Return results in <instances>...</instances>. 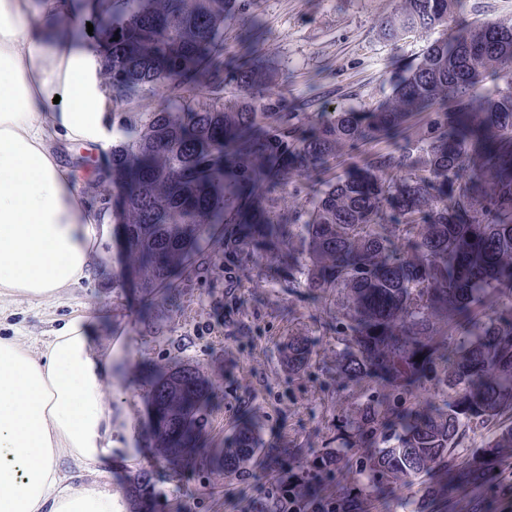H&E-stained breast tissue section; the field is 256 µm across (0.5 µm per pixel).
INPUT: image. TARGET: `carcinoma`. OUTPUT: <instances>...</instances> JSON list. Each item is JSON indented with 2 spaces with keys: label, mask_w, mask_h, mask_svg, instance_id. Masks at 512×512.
<instances>
[{
  "label": "carcinoma",
  "mask_w": 512,
  "mask_h": 512,
  "mask_svg": "<svg viewBox=\"0 0 512 512\" xmlns=\"http://www.w3.org/2000/svg\"><path fill=\"white\" fill-rule=\"evenodd\" d=\"M399 28L448 20L455 0H408ZM108 30L98 35L112 96L163 86L157 108L122 123L112 150V236L124 276L146 295L165 297L209 242L224 233V260L265 257L283 276L310 264L308 287L347 288L353 316L343 326L347 356L336 382L375 383L366 416L336 429L338 447L302 463L282 452L266 458L276 483L263 512H363L368 485L404 484L451 464L463 421L512 412V28L484 21L431 44L394 89L391 107L362 116L341 112L309 137L269 123L280 101L224 107V19L236 0H84ZM506 87L484 94L486 74ZM252 66L232 67L247 91ZM438 106L432 140L379 154L333 185L296 234L270 215L260 185L297 164H325L345 144L367 142ZM411 176L385 184L382 172ZM402 224L390 237L385 224ZM451 328L437 337L435 325ZM288 365L311 355L288 342ZM422 360H417V357ZM462 383L443 410L409 404L429 379ZM204 388L199 371L178 363L158 375L150 396L149 435L168 459L194 454ZM243 431L223 450L224 476L238 477L257 453ZM491 485L512 469V426L468 464ZM332 483L336 495L309 487Z\"/></svg>",
  "instance_id": "carcinoma-1"
}]
</instances>
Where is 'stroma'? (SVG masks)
<instances>
[{"label":"stroma","mask_w":512,"mask_h":512,"mask_svg":"<svg viewBox=\"0 0 512 512\" xmlns=\"http://www.w3.org/2000/svg\"><path fill=\"white\" fill-rule=\"evenodd\" d=\"M406 0H237L224 22V60L262 61L268 75L255 98L271 97L300 133H310L335 113L373 112L388 105L396 83L434 41L478 21L512 26V0H462L446 23L383 34L386 23L404 13ZM433 112L412 115L400 133L344 145L315 173L290 170L266 191L273 212L305 222L330 185L378 154L398 153L405 143L425 145ZM87 317L94 345L124 339L125 355L112 374L105 405L112 411L114 496L133 512L129 486L140 472L151 478L150 512H259L274 478L250 462L242 478L225 477L214 458L242 429L254 431L263 447L291 448L306 458L336 445V426L361 419L372 391L370 380L336 382L345 344L336 324L348 321L345 289L310 292L307 269L279 279L265 259L250 256L238 265L224 261V237L216 235L169 298L146 299L131 288L105 243L89 275L54 296L32 300L0 292V336L15 338L39 354L69 318ZM307 339L310 364L288 366V341ZM180 362L195 366L209 390L202 410L201 448L186 461L163 458L147 438L152 370ZM500 432L496 421L466 422L451 451L461 464L489 447ZM67 484L93 485L103 478L94 466L61 456ZM444 484L435 512H512V494L500 493L487 510L481 483L455 484L434 470L403 486L372 491L367 512H414L425 489Z\"/></svg>","instance_id":"1"}]
</instances>
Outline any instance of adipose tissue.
Returning a JSON list of instances; mask_svg holds the SVG:
<instances>
[{
	"instance_id": "ef3b65f1",
	"label": "adipose tissue",
	"mask_w": 512,
	"mask_h": 512,
	"mask_svg": "<svg viewBox=\"0 0 512 512\" xmlns=\"http://www.w3.org/2000/svg\"><path fill=\"white\" fill-rule=\"evenodd\" d=\"M72 0H0V289L54 296L86 277L111 221L80 197L59 142L120 139L99 52L61 30ZM74 316L39 356L0 336V512H123L108 483L60 487L61 454L101 464L121 337L91 342Z\"/></svg>"
}]
</instances>
